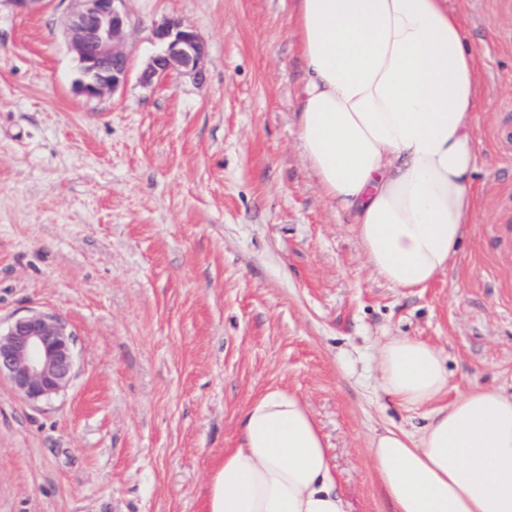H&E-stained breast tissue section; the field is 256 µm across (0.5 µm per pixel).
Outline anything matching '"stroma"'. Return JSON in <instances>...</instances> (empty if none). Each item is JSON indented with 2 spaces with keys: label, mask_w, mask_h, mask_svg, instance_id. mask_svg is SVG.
<instances>
[{
  "label": "stroma",
  "mask_w": 512,
  "mask_h": 512,
  "mask_svg": "<svg viewBox=\"0 0 512 512\" xmlns=\"http://www.w3.org/2000/svg\"><path fill=\"white\" fill-rule=\"evenodd\" d=\"M448 5L480 57L479 212L409 292L372 274L303 154L293 0H126L129 75L96 98L70 0H0V326L53 314L76 353L48 402L0 378V512H204L272 389L308 405L351 512H391L368 441L425 413L377 392L375 347L437 346L452 397L512 391V0ZM162 18L205 39L204 81L140 82Z\"/></svg>",
  "instance_id": "35a3bbf8"
}]
</instances>
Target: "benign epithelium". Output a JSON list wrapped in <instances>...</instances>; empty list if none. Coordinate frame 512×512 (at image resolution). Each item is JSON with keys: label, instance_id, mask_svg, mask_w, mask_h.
Here are the masks:
<instances>
[{"label": "benign epithelium", "instance_id": "1", "mask_svg": "<svg viewBox=\"0 0 512 512\" xmlns=\"http://www.w3.org/2000/svg\"><path fill=\"white\" fill-rule=\"evenodd\" d=\"M71 2L66 28L69 49L80 67L79 88L88 97L112 93L129 73L125 0ZM152 36L160 49L141 71L143 84L174 71L203 79L206 43L196 30L164 19L154 23ZM73 362L71 334L55 315L22 316L0 331V377L7 376L15 390L31 400H48L62 390L70 381Z\"/></svg>", "mask_w": 512, "mask_h": 512}]
</instances>
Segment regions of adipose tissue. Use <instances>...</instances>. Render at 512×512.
<instances>
[{
    "instance_id": "ef3b65f1",
    "label": "adipose tissue",
    "mask_w": 512,
    "mask_h": 512,
    "mask_svg": "<svg viewBox=\"0 0 512 512\" xmlns=\"http://www.w3.org/2000/svg\"><path fill=\"white\" fill-rule=\"evenodd\" d=\"M305 63L296 121L323 196L346 211L375 276L402 290L446 273L474 223L478 53L447 0H294ZM379 388L426 409L419 434L370 439L392 512H512V393L447 400L448 363L394 336L374 353ZM205 512H349L323 434L284 390L250 401Z\"/></svg>"
}]
</instances>
